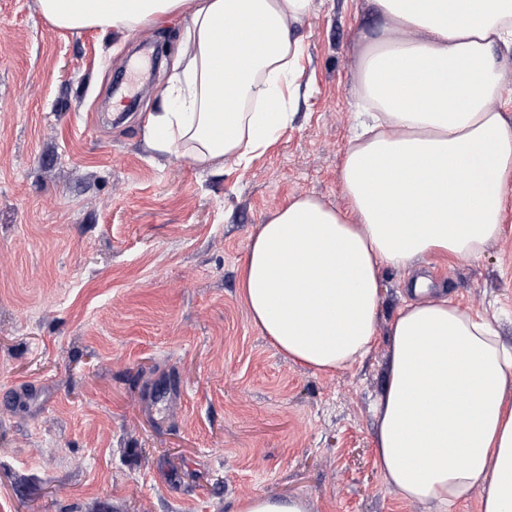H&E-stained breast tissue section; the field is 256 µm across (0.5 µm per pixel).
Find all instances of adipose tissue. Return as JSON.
<instances>
[{
  "label": "adipose tissue",
  "mask_w": 512,
  "mask_h": 512,
  "mask_svg": "<svg viewBox=\"0 0 512 512\" xmlns=\"http://www.w3.org/2000/svg\"><path fill=\"white\" fill-rule=\"evenodd\" d=\"M353 93L366 118L340 180L348 209L300 196L249 245L240 295L253 324L289 357L335 370L368 354L381 267L441 253L479 258L501 233L512 193V123L498 47L512 48V0H364ZM54 25L134 31L187 19L174 73L147 138L198 165L246 164L287 126L300 91L297 31L315 0H39ZM258 33L221 41L226 20ZM426 279L391 329L376 401L377 462L409 501L448 508L481 494L480 512H512V347L492 323ZM459 460L449 463L447 449Z\"/></svg>",
  "instance_id": "adipose-tissue-1"
}]
</instances>
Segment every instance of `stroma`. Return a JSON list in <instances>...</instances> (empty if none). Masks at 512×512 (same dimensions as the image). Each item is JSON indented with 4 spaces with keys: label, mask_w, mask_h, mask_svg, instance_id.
Listing matches in <instances>:
<instances>
[{
    "label": "stroma",
    "mask_w": 512,
    "mask_h": 512,
    "mask_svg": "<svg viewBox=\"0 0 512 512\" xmlns=\"http://www.w3.org/2000/svg\"><path fill=\"white\" fill-rule=\"evenodd\" d=\"M378 18L320 0L302 92L248 166L151 150L187 24L68 31L0 0V512H443L376 461L374 403L411 272L380 273L372 350L333 372L292 361L240 296L260 224L339 181L360 110L356 34ZM431 297L494 318L512 345V196L482 257L433 255ZM236 512H309L301 498L276 499L265 494H255L244 499Z\"/></svg>",
    "instance_id": "35a3bbf8"
}]
</instances>
